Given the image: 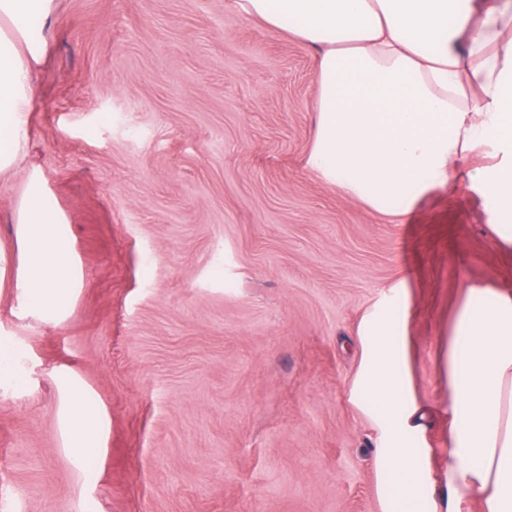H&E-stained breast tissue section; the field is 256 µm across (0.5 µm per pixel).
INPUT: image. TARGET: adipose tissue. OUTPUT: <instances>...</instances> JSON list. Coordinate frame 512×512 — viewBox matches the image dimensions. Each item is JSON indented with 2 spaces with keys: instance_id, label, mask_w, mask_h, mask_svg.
<instances>
[{
  "instance_id": "1",
  "label": "adipose tissue",
  "mask_w": 512,
  "mask_h": 512,
  "mask_svg": "<svg viewBox=\"0 0 512 512\" xmlns=\"http://www.w3.org/2000/svg\"><path fill=\"white\" fill-rule=\"evenodd\" d=\"M243 17L285 29L318 56L317 132L307 165L374 209L447 185L478 150L493 166L471 173L491 197L490 229L512 247V6L503 0H231ZM55 0H0V177L27 155L36 68ZM30 171L14 226L0 247V285L17 316L57 326L83 271L73 235ZM404 284L366 314L367 363L350 399L371 400L372 464L383 512H512V290L461 287L437 374L447 396L445 472L422 484L432 455L429 405L413 389ZM61 445L74 467L103 454L109 416L67 365L53 371Z\"/></svg>"
}]
</instances>
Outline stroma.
<instances>
[{"label":"stroma","mask_w":512,"mask_h":512,"mask_svg":"<svg viewBox=\"0 0 512 512\" xmlns=\"http://www.w3.org/2000/svg\"><path fill=\"white\" fill-rule=\"evenodd\" d=\"M50 28L0 245L37 168L83 283L57 327L0 292V344L34 358L0 381V512H382L347 400L359 320L405 281L415 388L440 403L462 283L512 289L467 178L492 159L378 212L306 168L317 52L287 32L229 0H57ZM62 364L111 417L105 460L80 472L56 425Z\"/></svg>","instance_id":"35a3bbf8"}]
</instances>
